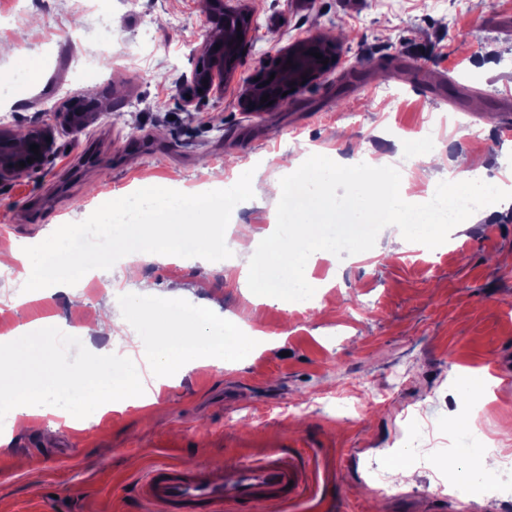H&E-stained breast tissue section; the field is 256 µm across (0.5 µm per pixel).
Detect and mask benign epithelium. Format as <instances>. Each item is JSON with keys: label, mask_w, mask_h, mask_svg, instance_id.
<instances>
[{"label": "benign epithelium", "mask_w": 512, "mask_h": 512, "mask_svg": "<svg viewBox=\"0 0 512 512\" xmlns=\"http://www.w3.org/2000/svg\"><path fill=\"white\" fill-rule=\"evenodd\" d=\"M212 19L224 31V37L210 39L203 47L204 61L201 70L191 78V99H204L214 86L230 82L236 72V63L241 49L247 45L253 26L252 15L245 0H212ZM318 44L320 59L309 60L305 56L309 41L299 40L271 53L264 70L258 79L244 83L241 103L248 112H268L282 104L287 97L324 79L341 65V55L337 46L314 40ZM328 63H323V60ZM275 78H270V75ZM268 101L263 103V96ZM56 117L71 131L79 133L95 118L93 112H58ZM39 145V154L30 151V145ZM52 149V142L41 130L28 133L27 144L19 146L13 136L0 132V180L16 178L23 174L44 169ZM33 163H27V159ZM25 162L20 166L19 162Z\"/></svg>", "instance_id": "benign-epithelium-1"}]
</instances>
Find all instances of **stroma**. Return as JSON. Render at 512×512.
Segmentation results:
<instances>
[{"mask_svg":"<svg viewBox=\"0 0 512 512\" xmlns=\"http://www.w3.org/2000/svg\"><path fill=\"white\" fill-rule=\"evenodd\" d=\"M257 28L234 86L186 99L202 45L214 27L199 0H0V41L15 44L0 70L26 85L0 98L13 134L47 128L44 170L0 185V247L38 245L51 226L80 222L101 198L160 182L190 192L248 170L259 183L294 176L299 159L332 154L357 168L386 157L418 182L408 204L425 208L435 168L418 142L434 130L436 150L456 175L480 169L497 184L512 175V0H247ZM339 28L343 64L318 84L257 117L240 103L241 83L268 53ZM469 35L466 46L453 40ZM96 103L110 124L74 133L53 119L69 101ZM483 219L425 227L326 224L342 246L314 258L326 281L319 305H256L230 260L206 264L122 263L79 288L31 303L37 343L60 367L108 355L140 362L154 334L135 322L62 351L57 338L90 323L140 281L159 292L193 291L187 307L215 303L225 321L249 323L261 309L268 340L242 362L172 377L155 404L94 415L83 427L40 414L0 452V512H144L140 480L161 463L231 469L246 455L281 448L303 460L309 487L284 512H431L438 480L475 471L458 456L460 415L482 413V433L512 449V193L489 198ZM270 198L237 204L226 229L276 234ZM485 375L466 394L461 373ZM410 462L411 484L372 490L368 468Z\"/></svg>","mask_w":512,"mask_h":512,"instance_id":"35a3bbf8","label":"stroma"}]
</instances>
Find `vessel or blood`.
<instances>
[{
	"label": "vessel or blood",
	"instance_id": "obj_1",
	"mask_svg": "<svg viewBox=\"0 0 512 512\" xmlns=\"http://www.w3.org/2000/svg\"><path fill=\"white\" fill-rule=\"evenodd\" d=\"M304 467L285 453L249 456L231 472L219 467L159 465L141 484L153 512H257L267 501L285 502L301 495Z\"/></svg>",
	"mask_w": 512,
	"mask_h": 512
}]
</instances>
